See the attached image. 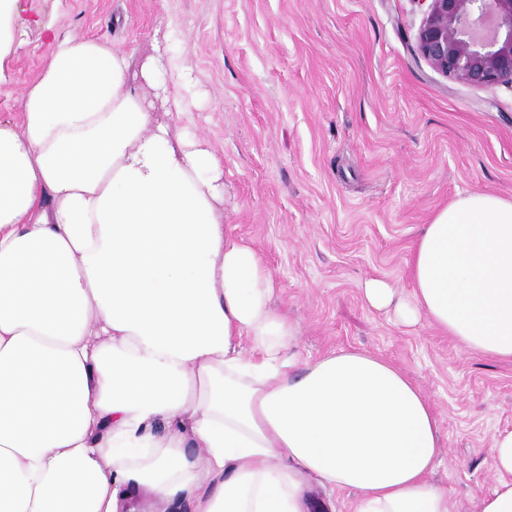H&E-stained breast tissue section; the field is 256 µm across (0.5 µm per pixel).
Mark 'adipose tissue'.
Masks as SVG:
<instances>
[{
  "label": "adipose tissue",
  "instance_id": "obj_1",
  "mask_svg": "<svg viewBox=\"0 0 512 512\" xmlns=\"http://www.w3.org/2000/svg\"><path fill=\"white\" fill-rule=\"evenodd\" d=\"M174 52L154 39L134 75L104 41L54 40L21 125L0 122V512H131L135 487L189 512H311L318 488L450 512L431 398L367 350L300 358L219 160L138 92ZM408 278L404 298L367 279V302L512 360V198L458 196ZM489 452L477 512H512V430Z\"/></svg>",
  "mask_w": 512,
  "mask_h": 512
}]
</instances>
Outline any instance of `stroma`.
I'll return each mask as SVG.
<instances>
[{
  "mask_svg": "<svg viewBox=\"0 0 512 512\" xmlns=\"http://www.w3.org/2000/svg\"><path fill=\"white\" fill-rule=\"evenodd\" d=\"M421 18L416 0H16L0 121L21 124L51 36L108 40L136 70L173 26L198 92L177 124L221 161L225 221L262 255L298 352L353 347L399 365L439 414L432 481L452 512H475L490 437L512 428V361L464 356L363 293L374 276L407 292L422 226L457 196L512 197V88L432 71L414 53Z\"/></svg>",
  "mask_w": 512,
  "mask_h": 512,
  "instance_id": "stroma-1",
  "label": "stroma"
}]
</instances>
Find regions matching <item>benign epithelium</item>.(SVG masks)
<instances>
[{
	"label": "benign epithelium",
	"mask_w": 512,
	"mask_h": 512,
	"mask_svg": "<svg viewBox=\"0 0 512 512\" xmlns=\"http://www.w3.org/2000/svg\"><path fill=\"white\" fill-rule=\"evenodd\" d=\"M416 54L436 73L485 91L512 87V0H417Z\"/></svg>",
	"instance_id": "obj_1"
}]
</instances>
